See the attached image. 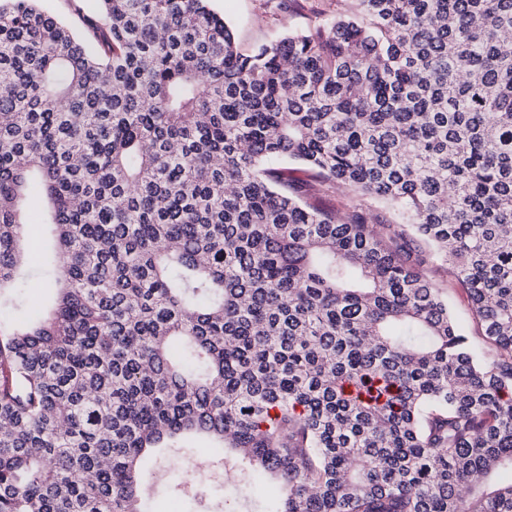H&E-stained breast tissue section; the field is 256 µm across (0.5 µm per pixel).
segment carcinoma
<instances>
[{
	"label": "carcinoma",
	"instance_id": "carcinoma-1",
	"mask_svg": "<svg viewBox=\"0 0 512 512\" xmlns=\"http://www.w3.org/2000/svg\"><path fill=\"white\" fill-rule=\"evenodd\" d=\"M99 2L0 0V304L34 188L55 282L0 321V512H141L185 436L224 512H512V0H345L249 53L211 0ZM42 6L54 15L69 21L75 27H80L81 22L76 12L75 7H80L84 14H95L100 8L98 0H78L70 2L69 0H44L41 2ZM298 188H300L304 200L315 202L330 211L336 210V212H345L352 203V196L348 195L347 192H335L331 189L328 190L326 187L322 189L320 187L312 188L305 185H300ZM448 304L456 317L465 324L470 336H477L476 324L468 314V303L466 296L459 290H450L448 293Z\"/></svg>",
	"mask_w": 512,
	"mask_h": 512
}]
</instances>
